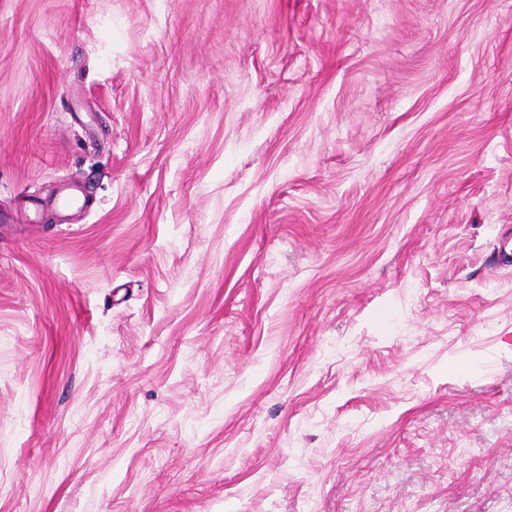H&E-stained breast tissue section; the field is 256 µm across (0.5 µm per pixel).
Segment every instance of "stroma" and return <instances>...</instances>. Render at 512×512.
Here are the masks:
<instances>
[{
  "instance_id": "35a3bbf8",
  "label": "stroma",
  "mask_w": 512,
  "mask_h": 512,
  "mask_svg": "<svg viewBox=\"0 0 512 512\" xmlns=\"http://www.w3.org/2000/svg\"><path fill=\"white\" fill-rule=\"evenodd\" d=\"M512 0H0V512H512Z\"/></svg>"
}]
</instances>
